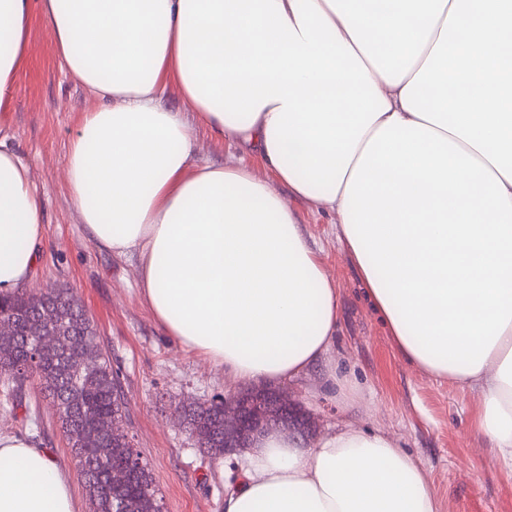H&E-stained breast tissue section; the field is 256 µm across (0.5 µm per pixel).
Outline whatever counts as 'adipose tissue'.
Returning a JSON list of instances; mask_svg holds the SVG:
<instances>
[{"mask_svg":"<svg viewBox=\"0 0 512 512\" xmlns=\"http://www.w3.org/2000/svg\"><path fill=\"white\" fill-rule=\"evenodd\" d=\"M93 102L65 157L91 240L134 259L165 334L233 379L321 371L339 297L299 199L341 240L405 360L476 392L512 469V0H0V293L45 244L7 113L33 17ZM175 88L179 107L165 101ZM258 168L197 161L192 123ZM0 512H76L46 449L0 432ZM224 512H437L419 463L351 425L271 431Z\"/></svg>","mask_w":512,"mask_h":512,"instance_id":"adipose-tissue-1","label":"adipose tissue"}]
</instances>
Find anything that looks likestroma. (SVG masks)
Listing matches in <instances>:
<instances>
[{"label": "stroma", "instance_id": "stroma-1", "mask_svg": "<svg viewBox=\"0 0 512 512\" xmlns=\"http://www.w3.org/2000/svg\"><path fill=\"white\" fill-rule=\"evenodd\" d=\"M90 106L83 87L61 70L44 22L33 19L27 65L8 116L12 144L38 191L47 238L25 291L67 288L82 301L118 374L122 428L148 462L164 512H224L230 482L224 462L199 452L172 408L219 399L242 385L165 336L138 293L133 260L99 249L80 224L64 156ZM297 208L339 294L338 336L327 361L351 375L365 401L341 410L314 395L312 373L284 383V390L309 410L318 432L353 422L389 435L427 474L438 512H512V473L474 429L476 393L453 389L402 358L336 238L332 216L302 202ZM0 431L47 449L71 476L78 512H89L55 407L36 384H27L19 405H0Z\"/></svg>", "mask_w": 512, "mask_h": 512}]
</instances>
